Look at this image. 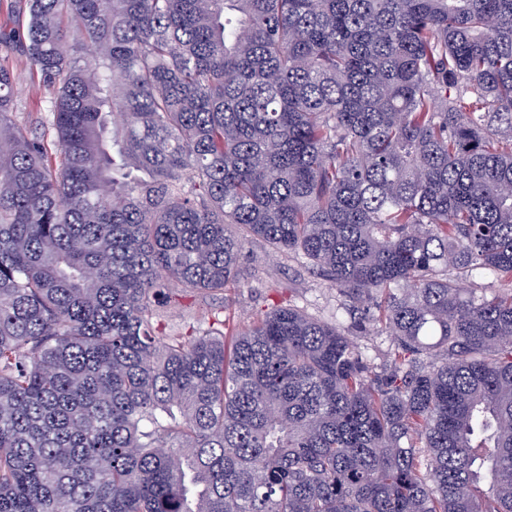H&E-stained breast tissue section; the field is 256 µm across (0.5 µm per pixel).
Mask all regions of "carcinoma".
Segmentation results:
<instances>
[{"label":"carcinoma","mask_w":512,"mask_h":512,"mask_svg":"<svg viewBox=\"0 0 512 512\" xmlns=\"http://www.w3.org/2000/svg\"><path fill=\"white\" fill-rule=\"evenodd\" d=\"M3 5L0 512H512V0ZM250 238L335 320L159 338ZM14 65L19 72L14 87L18 119L20 121H30L36 117L38 113L35 112L36 106H39L48 97V91L32 78L23 62L14 61Z\"/></svg>","instance_id":"1"}]
</instances>
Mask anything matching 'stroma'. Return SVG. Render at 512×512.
<instances>
[{
	"instance_id": "35a3bbf8",
	"label": "stroma",
	"mask_w": 512,
	"mask_h": 512,
	"mask_svg": "<svg viewBox=\"0 0 512 512\" xmlns=\"http://www.w3.org/2000/svg\"><path fill=\"white\" fill-rule=\"evenodd\" d=\"M241 267L246 287L213 296L177 295L175 304L160 312L162 334L206 329L217 319L225 329L241 328L289 304L327 321L341 300L328 282L310 273L306 259L274 252L259 239L247 244Z\"/></svg>"
}]
</instances>
